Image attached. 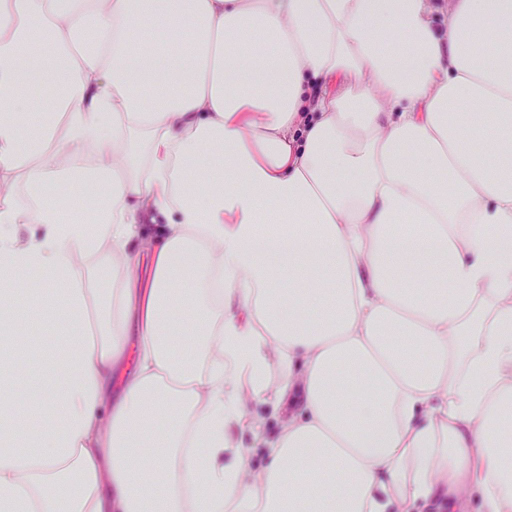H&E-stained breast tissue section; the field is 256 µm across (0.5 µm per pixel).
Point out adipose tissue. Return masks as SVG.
<instances>
[{
	"label": "adipose tissue",
	"mask_w": 512,
	"mask_h": 512,
	"mask_svg": "<svg viewBox=\"0 0 512 512\" xmlns=\"http://www.w3.org/2000/svg\"><path fill=\"white\" fill-rule=\"evenodd\" d=\"M16 175L0 512H512V0H0ZM252 411L264 420V428L269 436H275L281 429L283 411L271 404H253Z\"/></svg>",
	"instance_id": "adipose-tissue-1"
}]
</instances>
